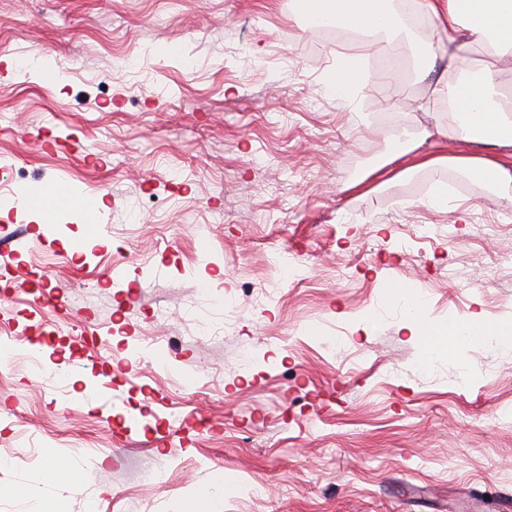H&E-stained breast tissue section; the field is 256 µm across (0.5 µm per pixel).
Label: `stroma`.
<instances>
[{
    "label": "stroma",
    "mask_w": 512,
    "mask_h": 512,
    "mask_svg": "<svg viewBox=\"0 0 512 512\" xmlns=\"http://www.w3.org/2000/svg\"><path fill=\"white\" fill-rule=\"evenodd\" d=\"M308 25L294 0H0V512H199L221 477L218 512L512 502V345L425 357L392 300L512 325V184L418 164L512 145L447 137L432 33L393 85L382 46ZM343 55L369 66L347 105ZM46 181L103 207L7 198ZM360 80L361 75L355 69L353 61L346 59L336 74L329 79L326 87L336 100L345 104L350 100Z\"/></svg>",
    "instance_id": "stroma-1"
}]
</instances>
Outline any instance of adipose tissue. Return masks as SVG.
Segmentation results:
<instances>
[{"instance_id":"obj_1","label":"adipose tissue","mask_w":512,"mask_h":512,"mask_svg":"<svg viewBox=\"0 0 512 512\" xmlns=\"http://www.w3.org/2000/svg\"><path fill=\"white\" fill-rule=\"evenodd\" d=\"M296 4L299 12L322 25L336 23L362 35L381 31L392 39L404 33L394 0H296ZM413 4L436 28L435 43L422 51L428 60L444 53L449 68L455 69L474 45L512 50V0H413ZM511 84L512 73L498 71L455 85L443 81L438 91L454 103L453 119L468 140L485 145H512V116L499 100L501 88ZM446 162L488 184L512 182V167L483 156H432L424 159L423 164L434 167ZM408 327L412 335L419 337L428 355L481 335L494 334L501 342L512 343V328L497 330L479 315L455 326L425 321L417 313L412 315Z\"/></svg>"}]
</instances>
